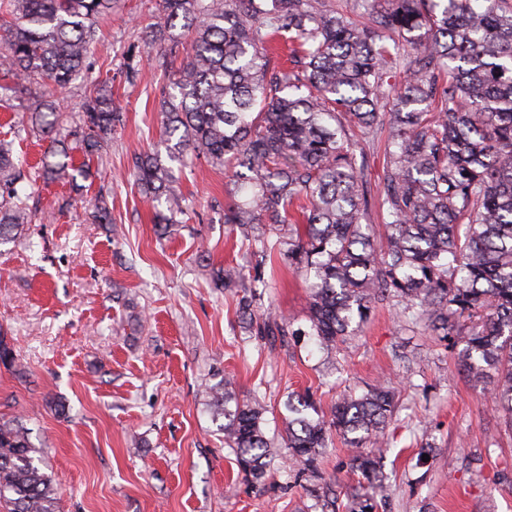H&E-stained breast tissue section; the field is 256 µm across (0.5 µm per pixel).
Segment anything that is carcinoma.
I'll return each instance as SVG.
<instances>
[{
	"mask_svg": "<svg viewBox=\"0 0 512 512\" xmlns=\"http://www.w3.org/2000/svg\"><path fill=\"white\" fill-rule=\"evenodd\" d=\"M164 28L141 38L152 56L161 43L185 55L164 93L167 158L234 169L235 199L224 223L286 224L288 260L309 281L307 334L331 352L393 297L418 308L429 329L449 335L467 316L460 366L512 415V4L509 0H160ZM0 95L27 90L30 126L49 139L40 177L89 158L112 141L120 113L111 95L84 98L75 128H64V98L87 68L97 19L112 0H0ZM288 45L291 68L270 67L268 44ZM391 138L380 180L385 241L370 233L357 161L361 142ZM137 185L162 233L183 213L160 154L134 156ZM30 178L12 143L0 140V244L19 239L31 215ZM263 265L282 242L257 239ZM227 267L215 287L234 288ZM211 404L224 416V443L256 480L270 442L264 408L241 403L221 384ZM282 441L293 466L309 469L333 432L358 449L353 467L380 478L392 391L374 386L343 396L329 412L306 395L286 403ZM28 429L0 420V512H59L50 477Z\"/></svg>",
	"mask_w": 512,
	"mask_h": 512,
	"instance_id": "cac0c4a2",
	"label": "carcinoma"
}]
</instances>
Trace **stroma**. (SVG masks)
I'll return each instance as SVG.
<instances>
[{
	"mask_svg": "<svg viewBox=\"0 0 512 512\" xmlns=\"http://www.w3.org/2000/svg\"><path fill=\"white\" fill-rule=\"evenodd\" d=\"M161 18L159 0H116L99 18L92 67L65 102L77 107L93 84L106 85L123 122L91 160L89 178L34 185L27 237L0 247V336L16 357L15 367L0 365V417L28 428L60 512H323L328 486L335 512H348L355 494L375 497L377 512H512V425L490 388L461 369L463 337L428 333L418 312L382 300L324 353L302 333L308 290L284 254L261 272V306L296 335L284 341L241 318L244 289L213 284L228 265L255 271L250 241L224 222L232 168L172 162L184 211L158 234L131 158L165 150L161 90L181 56L148 63L139 54L142 33ZM27 117L25 95L0 98V140L35 164L47 143L16 138ZM385 142L381 133L363 143L368 219L377 226ZM101 201L111 223L89 218ZM220 382L266 409L262 480L247 478L224 443L207 393ZM380 382L395 395L385 486L353 471L336 435L316 470L289 465V394L310 395L327 411Z\"/></svg>",
	"mask_w": 512,
	"mask_h": 512,
	"instance_id": "stroma-1",
	"label": "stroma"
}]
</instances>
